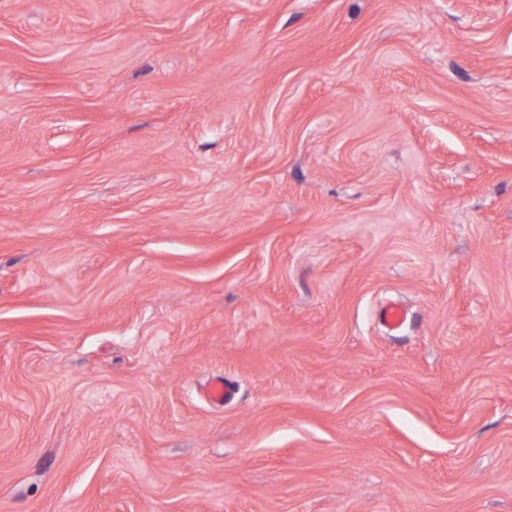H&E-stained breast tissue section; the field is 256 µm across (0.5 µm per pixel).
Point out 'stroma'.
Wrapping results in <instances>:
<instances>
[{
  "instance_id": "35a3bbf8",
  "label": "stroma",
  "mask_w": 512,
  "mask_h": 512,
  "mask_svg": "<svg viewBox=\"0 0 512 512\" xmlns=\"http://www.w3.org/2000/svg\"><path fill=\"white\" fill-rule=\"evenodd\" d=\"M0 512H512V0H0Z\"/></svg>"
}]
</instances>
